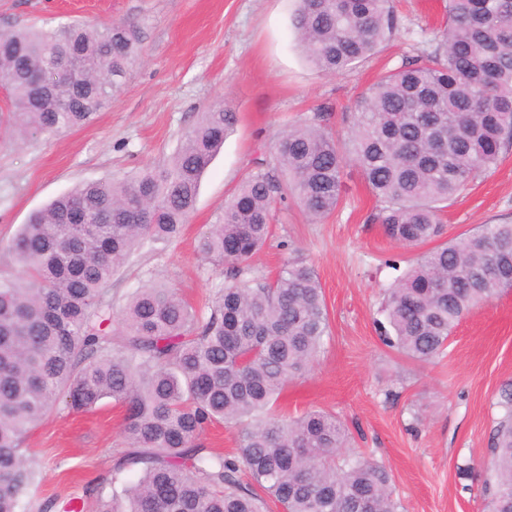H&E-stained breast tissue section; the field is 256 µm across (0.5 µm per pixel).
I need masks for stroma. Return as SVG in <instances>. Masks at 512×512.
I'll return each mask as SVG.
<instances>
[{"mask_svg": "<svg viewBox=\"0 0 512 512\" xmlns=\"http://www.w3.org/2000/svg\"><path fill=\"white\" fill-rule=\"evenodd\" d=\"M402 39L342 75L316 70L291 26L294 0H0V31L67 23H133L142 58L109 109L59 135L10 136L0 123V273L7 247L30 215L76 184L121 178L165 163L201 112L224 105L236 124L205 171L197 206L181 235L141 250L112 278V309L135 288L161 282L200 305L224 284V267L204 261L198 237L217 223L240 184L262 171L280 175L275 144L303 120L346 135L342 114L405 58L430 49L444 0H390ZM377 202L347 166L342 201L311 221L293 196L277 202L273 233L246 277H274L300 254L323 288L330 334L310 373L291 384L279 408L295 416L321 408L348 426L355 448L391 472L402 512H489L475 478L459 466L489 454L500 389L512 383V291L469 313L434 363L387 347L374 321L385 291L428 244L404 247L371 222ZM512 222V150L480 174L443 213L444 238L481 224ZM398 260L390 268L388 260ZM124 412L105 399L93 410L59 409L24 439L38 474L32 501L81 494L79 512H98L112 493L113 464L126 447Z\"/></svg>", "mask_w": 512, "mask_h": 512, "instance_id": "35a3bbf8", "label": "stroma"}]
</instances>
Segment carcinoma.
Returning a JSON list of instances; mask_svg holds the SVG:
<instances>
[{
  "label": "carcinoma",
  "instance_id": "1",
  "mask_svg": "<svg viewBox=\"0 0 512 512\" xmlns=\"http://www.w3.org/2000/svg\"><path fill=\"white\" fill-rule=\"evenodd\" d=\"M293 26L308 60L331 75L403 36L388 0H298ZM138 57L127 22L0 31L7 125L24 136L85 125ZM234 121L215 106L160 172L86 181L18 228L9 245L17 273L0 276V512H31L28 430L61 404L83 411L104 398L124 409L127 448L112 483L129 466L141 475L101 512H399L390 472L350 449L340 418L276 409L329 335L314 267L289 256L273 279L239 276L271 235L276 199L290 192L309 217L330 215L349 162L382 203L372 220L386 237L416 246L441 236L440 212L512 147V0H447L434 49L359 97L347 139L306 121L280 136L288 182L252 175L198 241L228 274L206 309L149 284L114 314L112 277L145 245L180 233ZM511 289L512 223L481 224L394 280L380 336L429 362L466 314ZM496 406L480 493L490 512H512V384ZM219 423L238 428L235 452L201 442Z\"/></svg>",
  "mask_w": 512,
  "mask_h": 512
}]
</instances>
